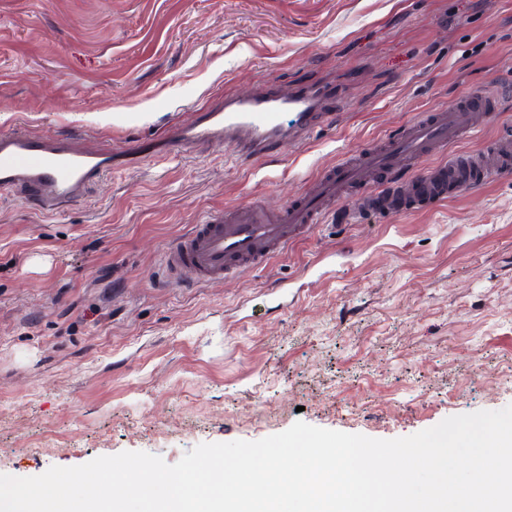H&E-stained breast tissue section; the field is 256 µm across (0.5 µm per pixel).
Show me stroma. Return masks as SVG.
I'll return each mask as SVG.
<instances>
[{
    "mask_svg": "<svg viewBox=\"0 0 512 512\" xmlns=\"http://www.w3.org/2000/svg\"><path fill=\"white\" fill-rule=\"evenodd\" d=\"M326 85L281 154L146 156L45 213L0 189V474L307 424L377 439L512 405V177L384 218L352 202L263 268L182 288L168 246L277 209L418 114L489 89L512 124V0H0V132L123 148L219 97Z\"/></svg>",
    "mask_w": 512,
    "mask_h": 512,
    "instance_id": "35a3bbf8",
    "label": "stroma"
}]
</instances>
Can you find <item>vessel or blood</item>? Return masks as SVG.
I'll return each mask as SVG.
<instances>
[{
    "label": "vessel or blood",
    "mask_w": 512,
    "mask_h": 512,
    "mask_svg": "<svg viewBox=\"0 0 512 512\" xmlns=\"http://www.w3.org/2000/svg\"><path fill=\"white\" fill-rule=\"evenodd\" d=\"M475 103L451 102L421 114L383 144L344 158L312 179L304 196L280 209L250 203L225 210L193 225L169 246L165 267L176 284H204L266 265L288 243L309 234L327 209L354 198L362 213L393 214L400 208L428 209L445 202L462 181L488 172L512 173V136L504 134L452 162L420 170V162L446 155L483 125L488 98L476 91ZM332 96L325 87L284 92L263 88L243 98H224L180 123L165 151L188 155L220 144L246 161L305 142L329 124ZM291 122H284V115ZM137 151L79 147L69 141L24 131L0 133V188L18 189L40 210L52 213L81 199L88 186L119 166L137 164Z\"/></svg>",
    "instance_id": "b4317fda"
}]
</instances>
